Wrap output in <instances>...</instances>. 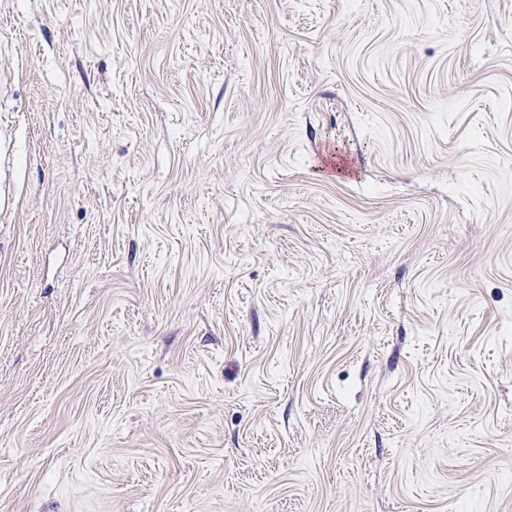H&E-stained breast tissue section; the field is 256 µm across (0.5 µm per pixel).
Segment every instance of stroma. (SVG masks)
Wrapping results in <instances>:
<instances>
[{"mask_svg":"<svg viewBox=\"0 0 512 512\" xmlns=\"http://www.w3.org/2000/svg\"><path fill=\"white\" fill-rule=\"evenodd\" d=\"M0 512H512V0H0Z\"/></svg>","mask_w":512,"mask_h":512,"instance_id":"obj_1","label":"stroma"}]
</instances>
